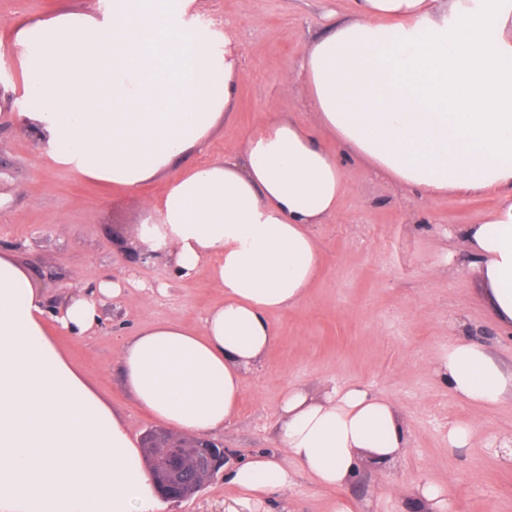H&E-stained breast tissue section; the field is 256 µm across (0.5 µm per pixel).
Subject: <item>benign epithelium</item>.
<instances>
[{
	"instance_id": "1",
	"label": "benign epithelium",
	"mask_w": 512,
	"mask_h": 512,
	"mask_svg": "<svg viewBox=\"0 0 512 512\" xmlns=\"http://www.w3.org/2000/svg\"><path fill=\"white\" fill-rule=\"evenodd\" d=\"M152 476L163 494L178 501L194 497L224 467V445L209 436L150 430L143 437Z\"/></svg>"
}]
</instances>
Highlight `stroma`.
<instances>
[{
    "instance_id": "35a3bbf8",
    "label": "stroma",
    "mask_w": 512,
    "mask_h": 512,
    "mask_svg": "<svg viewBox=\"0 0 512 512\" xmlns=\"http://www.w3.org/2000/svg\"><path fill=\"white\" fill-rule=\"evenodd\" d=\"M104 0H0V240L32 271L52 306L88 291L98 278L121 279L125 290L101 305L98 325L75 336L54 329L58 349L127 424L134 438L153 428L127 390L117 362L127 336L153 323L177 320L200 327L221 295L207 268L182 281L162 263L140 266L136 228L147 203L167 187L157 178L137 189L83 179L44 157L35 133L15 125L14 106H27L24 75L13 52L12 24L61 12L102 8ZM203 23L225 32L238 50L246 79L236 107L197 153L202 166L237 153L244 136L281 115L308 127L338 153L320 128L301 87L285 90L298 73L304 49L334 20L353 13V0H199ZM340 215L311 227L322 256L304 302L270 320L278 342L243 379L236 420L216 433L229 465L276 450L277 410L291 386L314 391L357 383L393 400L409 429V448L380 475L361 468L336 491L294 470L288 494L266 498L260 512H329L344 497L358 512H414L410 497L388 498L429 479L448 489V512H512V464L495 443L512 435V397L490 408L459 400L433 372L440 349L466 322L472 338L512 367V328L490 312L477 266L461 239L496 206L494 195L451 194L432 200L342 157ZM474 426L469 448L448 446L449 427ZM234 490L218 473L190 500L168 512H224Z\"/></svg>"
}]
</instances>
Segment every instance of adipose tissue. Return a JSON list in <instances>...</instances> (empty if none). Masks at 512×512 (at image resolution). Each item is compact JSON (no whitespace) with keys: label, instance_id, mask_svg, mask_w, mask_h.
Masks as SVG:
<instances>
[{"label":"adipose tissue","instance_id":"ef3b65f1","mask_svg":"<svg viewBox=\"0 0 512 512\" xmlns=\"http://www.w3.org/2000/svg\"><path fill=\"white\" fill-rule=\"evenodd\" d=\"M13 46L34 109L14 112L42 155L83 178L136 188L168 176L140 241L173 274L210 267L224 302L200 329L171 320L118 351L137 404L179 434L212 435L238 416L245 373L277 337L269 316L300 305L319 272L310 227L339 215L343 170L312 132L264 121L238 154L181 169L225 122L245 73L230 40L199 25L196 0H109L105 10L19 23ZM298 79L317 121L373 172L433 199L494 194L463 232L496 320L512 327V0H354L311 41ZM99 278L58 312L29 270L0 252V512H167L140 446L57 349L51 327L79 336ZM434 373L462 401L512 395L506 370L459 324ZM279 450L233 468L225 512L287 493L291 467L324 488L400 458L397 405L358 384L324 397L288 388Z\"/></svg>","mask_w":512,"mask_h":512}]
</instances>
